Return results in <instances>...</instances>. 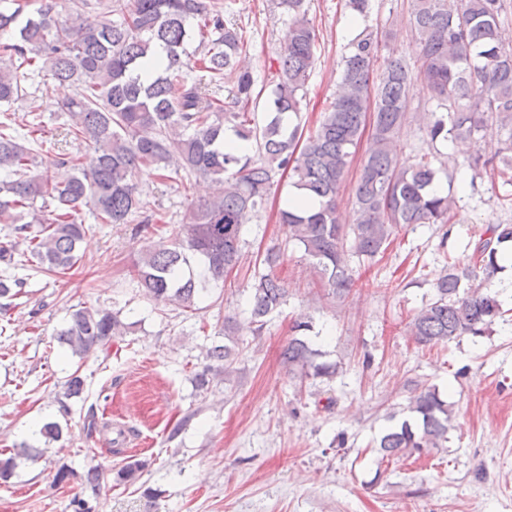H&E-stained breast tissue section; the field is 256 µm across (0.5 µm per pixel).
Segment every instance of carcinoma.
<instances>
[{
    "instance_id": "obj_1",
    "label": "carcinoma",
    "mask_w": 512,
    "mask_h": 512,
    "mask_svg": "<svg viewBox=\"0 0 512 512\" xmlns=\"http://www.w3.org/2000/svg\"><path fill=\"white\" fill-rule=\"evenodd\" d=\"M0 8V224L13 225L15 242L0 245V261L13 262L23 244L30 259L58 273L81 259L88 227L87 208L99 224H129L146 209L134 181L136 170L152 166L189 181L203 177L223 185L202 201L188 222L171 228L169 241L154 245L132 264L144 295L154 303L196 312L199 280L219 283L242 267V234L249 213L262 205L274 178L290 173L294 187L317 202L278 210L288 240L315 262L321 288L333 296L350 293L354 280L345 262L351 251L366 260L386 252L397 228L446 224L455 206L452 193L435 191L442 168L432 153L401 161L396 138L408 119L415 65L390 52L366 27L348 43L340 86L315 130L304 136L296 122L302 95L316 60L317 35L305 0H279L288 13V39L278 58L267 97L242 62L244 28L224 19L222 0H72L62 19L57 0H41L27 12L13 0ZM503 0H413L408 26L432 96L446 111L429 121L430 141L473 140L490 120L507 130L500 159L475 152L465 159L475 174L490 172L512 185V42L501 24ZM117 15L118 21L88 23L85 16ZM165 52L164 67L152 81L139 71ZM47 77L76 87L62 111L69 132L86 145L85 153H57L50 164L36 153L52 151L40 115H19L15 103L27 99L35 79ZM231 85L222 96L224 85ZM264 101L266 118L258 125L250 111ZM256 146V154L229 149L224 134ZM369 135L353 186L355 219L346 226L336 197L356 147ZM71 166L66 181L54 179L53 166ZM512 241V224H491L476 243L473 265L452 260L437 279L433 299L409 323L421 346H436L463 336H485L504 320L497 296L479 288L461 292L463 281H490L502 269L503 245ZM283 253L277 245L259 260L249 298L251 332L258 336L284 302L288 289L277 275ZM22 282L0 278V311L8 310ZM128 326L119 315L83 307L72 313L58 336L83 359ZM281 356L291 371L331 377L337 365L316 362L307 332L297 319ZM234 347L214 345L195 375L203 389L210 376L230 379ZM85 380L74 371L63 397H79ZM412 419L389 428L380 438L377 466L400 455L422 454L448 441L452 408L434 387L422 389L407 407ZM16 455L0 458V480L12 477L17 458L34 460L44 449L19 445Z\"/></svg>"
}]
</instances>
